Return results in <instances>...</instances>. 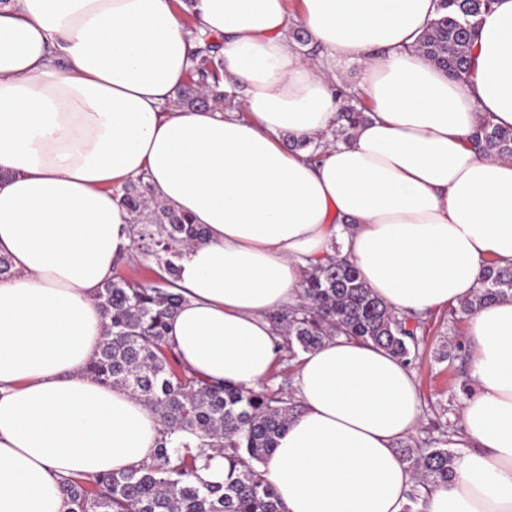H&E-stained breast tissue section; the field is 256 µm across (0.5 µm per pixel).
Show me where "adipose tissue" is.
<instances>
[{"mask_svg":"<svg viewBox=\"0 0 512 512\" xmlns=\"http://www.w3.org/2000/svg\"><path fill=\"white\" fill-rule=\"evenodd\" d=\"M8 0L0 6V512H68L61 477L153 456L157 415L85 372L107 319L97 295L134 251L113 184L146 175L156 200L206 230L177 265L166 341L197 376L259 390L276 359L267 313L295 303L341 243L398 312L472 297L512 266V159L469 139L512 127V0L481 18L469 74L414 45L435 0ZM325 54L303 57L292 27ZM222 39L233 109L175 107L197 35ZM359 63L372 115L331 144L336 70ZM328 140L319 162L282 137ZM471 389L448 436L456 476L420 512H512V297L466 330ZM301 414L266 471L285 512H402L413 476L398 442L420 427L402 359L342 336L301 355Z\"/></svg>","mask_w":512,"mask_h":512,"instance_id":"obj_1","label":"adipose tissue"}]
</instances>
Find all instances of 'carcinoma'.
I'll return each instance as SVG.
<instances>
[{
  "mask_svg": "<svg viewBox=\"0 0 512 512\" xmlns=\"http://www.w3.org/2000/svg\"><path fill=\"white\" fill-rule=\"evenodd\" d=\"M493 0H437V16L415 44L443 72L460 77L469 73L477 36L475 21ZM199 49L195 67L177 94V104L189 109L235 106L221 89L223 65L212 50ZM343 99L337 113L333 142L347 143L356 126L368 119L369 108L355 94L338 88ZM480 155L512 158V130L485 119L470 138ZM134 215V235L141 255L162 270L153 284L112 277L98 293L108 318L104 339L86 371L99 382L121 387L145 401L156 413L160 438L151 461L125 472L93 478L70 477L62 482L68 512H284L279 496L261 470L277 440L286 433L299 404L266 388L245 390L234 384L209 383L172 363L165 341L167 320L178 311L182 296L173 290L172 258L204 239L200 224L170 206L157 202L144 177L115 190ZM304 302L286 308L275 318L295 349L309 352L335 336L372 343L410 362L418 354V333L424 321L408 326L375 296L356 266L345 257H331L309 272L303 283ZM512 296V267L490 261L481 286L470 298L448 308V322L474 313L481 306ZM212 448L227 462L224 482L196 484L197 461ZM398 453L415 475L407 494L415 503L422 493L448 485L455 476L454 452L448 439L411 440Z\"/></svg>",
  "mask_w": 512,
  "mask_h": 512,
  "instance_id": "1",
  "label": "carcinoma"
}]
</instances>
